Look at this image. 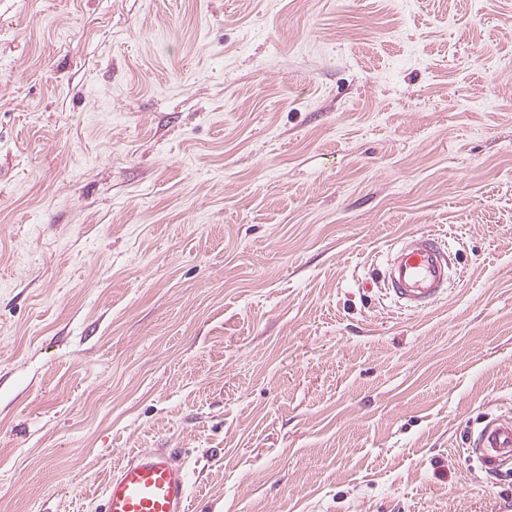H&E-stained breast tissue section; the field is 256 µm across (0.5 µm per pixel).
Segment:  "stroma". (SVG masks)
I'll return each mask as SVG.
<instances>
[{
  "label": "stroma",
  "instance_id": "obj_1",
  "mask_svg": "<svg viewBox=\"0 0 512 512\" xmlns=\"http://www.w3.org/2000/svg\"><path fill=\"white\" fill-rule=\"evenodd\" d=\"M502 415L512 0H0V512L145 448L191 512H502ZM450 270V253L442 240L412 233L389 254L379 281L400 309L417 313L447 297ZM473 446L471 456H475L484 473L500 471L512 461V419H486L476 433Z\"/></svg>",
  "mask_w": 512,
  "mask_h": 512
}]
</instances>
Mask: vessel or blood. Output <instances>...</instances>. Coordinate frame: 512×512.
I'll use <instances>...</instances> for the list:
<instances>
[{
	"label": "vessel or blood",
	"mask_w": 512,
	"mask_h": 512,
	"mask_svg": "<svg viewBox=\"0 0 512 512\" xmlns=\"http://www.w3.org/2000/svg\"><path fill=\"white\" fill-rule=\"evenodd\" d=\"M450 253L431 234H410L389 254L380 276L387 297L402 310L425 311L448 295ZM473 456L486 473L512 463V419L485 420L473 440ZM188 474L175 451L149 448L129 453L110 472L100 512H189Z\"/></svg>",
	"instance_id": "b4317fda"
}]
</instances>
